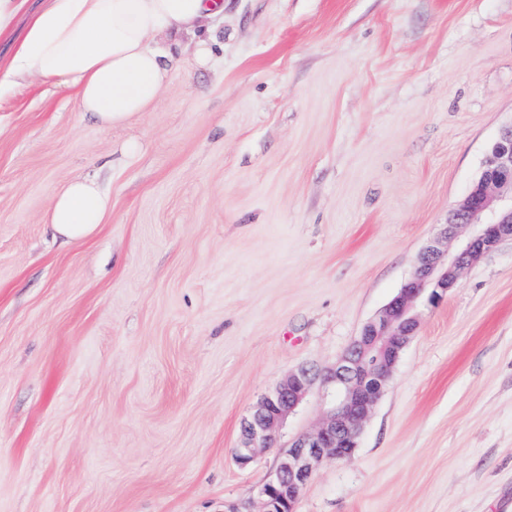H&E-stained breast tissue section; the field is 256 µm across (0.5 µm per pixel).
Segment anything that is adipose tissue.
I'll return each instance as SVG.
<instances>
[{"label": "adipose tissue", "instance_id": "obj_1", "mask_svg": "<svg viewBox=\"0 0 512 512\" xmlns=\"http://www.w3.org/2000/svg\"><path fill=\"white\" fill-rule=\"evenodd\" d=\"M29 16L17 28L21 11ZM222 0H0V91L36 79L73 91L83 111L105 128L146 112L172 79L173 59L152 46L160 32L198 37L204 19L222 14ZM112 211L96 182L71 178L56 189L49 223L64 241L94 235Z\"/></svg>", "mask_w": 512, "mask_h": 512}]
</instances>
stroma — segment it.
<instances>
[{"mask_svg": "<svg viewBox=\"0 0 512 512\" xmlns=\"http://www.w3.org/2000/svg\"><path fill=\"white\" fill-rule=\"evenodd\" d=\"M151 109L99 126L51 81L0 95V512H226L243 420L332 367L512 126V0H224ZM96 179L91 239L48 224ZM351 457L295 512H512V241L416 309ZM111 211L112 199L99 184L75 177L52 194L49 224L65 242L85 240L96 233Z\"/></svg>", "mask_w": 512, "mask_h": 512, "instance_id": "obj_1", "label": "stroma"}]
</instances>
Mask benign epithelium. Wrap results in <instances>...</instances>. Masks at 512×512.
Listing matches in <instances>:
<instances>
[{
	"instance_id": "7a95c632",
	"label": "benign epithelium",
	"mask_w": 512,
	"mask_h": 512,
	"mask_svg": "<svg viewBox=\"0 0 512 512\" xmlns=\"http://www.w3.org/2000/svg\"><path fill=\"white\" fill-rule=\"evenodd\" d=\"M506 240H512V127L493 143L479 179L422 249L411 277L362 326L338 362L326 370L301 366L289 372L244 421L236 453L242 465L251 463L259 449L275 444L285 420L320 382L323 418L315 429L292 440L280 465L257 489V512H294L317 468L328 459L353 453L364 422L386 392L403 349L418 329V304L447 295L465 266Z\"/></svg>"
}]
</instances>
